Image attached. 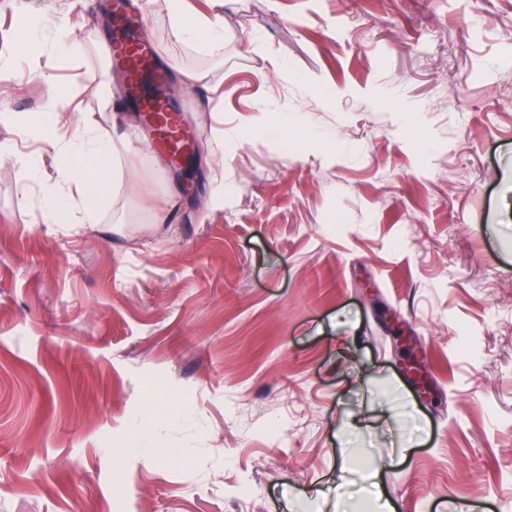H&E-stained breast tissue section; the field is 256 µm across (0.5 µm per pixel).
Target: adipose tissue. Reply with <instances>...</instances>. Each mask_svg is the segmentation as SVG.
<instances>
[{
  "mask_svg": "<svg viewBox=\"0 0 512 512\" xmlns=\"http://www.w3.org/2000/svg\"><path fill=\"white\" fill-rule=\"evenodd\" d=\"M172 20V32L180 41H210L221 35L217 24L207 18L189 17L186 0H166ZM56 107L47 125L40 133L53 160L62 161L59 178L43 186V221L57 223L60 211L78 215L80 223L97 221L100 199L108 192L123 189L127 170L115 165L114 156L124 135L118 134L108 140L98 139L91 123L72 126L69 111L73 103L70 96L55 93ZM72 127L71 135H62L61 130Z\"/></svg>",
  "mask_w": 512,
  "mask_h": 512,
  "instance_id": "obj_1",
  "label": "adipose tissue"
}]
</instances>
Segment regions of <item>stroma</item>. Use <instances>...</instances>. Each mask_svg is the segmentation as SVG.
Wrapping results in <instances>:
<instances>
[{
  "instance_id": "obj_1",
  "label": "stroma",
  "mask_w": 512,
  "mask_h": 512,
  "mask_svg": "<svg viewBox=\"0 0 512 512\" xmlns=\"http://www.w3.org/2000/svg\"><path fill=\"white\" fill-rule=\"evenodd\" d=\"M109 4L0 0V512H512V0H224L208 45L128 0L213 160L134 122L133 188L47 224L52 86L135 110ZM398 336L395 339L396 348L405 349L406 353L400 358L401 369L407 374L413 376L420 386V391L423 395L429 393L427 382L423 373L422 363L419 360L414 348H412L405 340L404 335Z\"/></svg>"
}]
</instances>
